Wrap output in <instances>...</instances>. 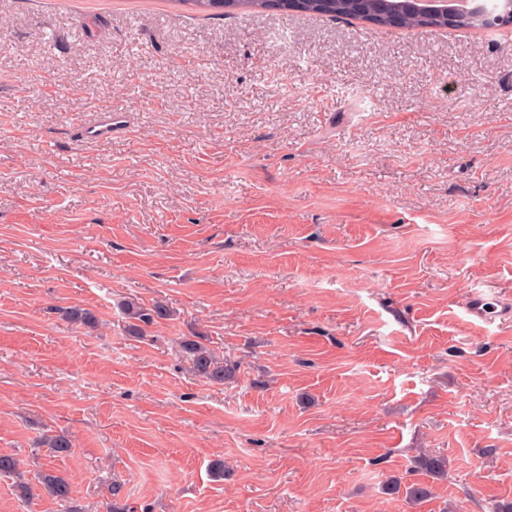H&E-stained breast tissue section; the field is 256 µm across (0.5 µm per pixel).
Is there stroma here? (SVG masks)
<instances>
[{"label": "stroma", "mask_w": 512, "mask_h": 512, "mask_svg": "<svg viewBox=\"0 0 512 512\" xmlns=\"http://www.w3.org/2000/svg\"><path fill=\"white\" fill-rule=\"evenodd\" d=\"M131 300L170 315L129 335ZM1 452L74 499L0 475V512H107L115 484L130 512L512 503V36L0 0ZM181 351L192 371L199 377L216 384H224L231 377V371L224 362L200 341L186 338L180 343ZM37 478L40 485L52 499L63 503L71 499L72 488L64 477L52 472L42 471Z\"/></svg>", "instance_id": "35a3bbf8"}]
</instances>
